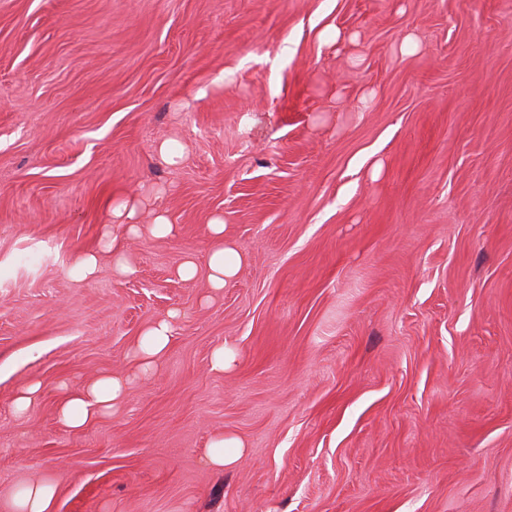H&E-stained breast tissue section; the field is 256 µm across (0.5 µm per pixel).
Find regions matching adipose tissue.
<instances>
[{
    "mask_svg": "<svg viewBox=\"0 0 512 512\" xmlns=\"http://www.w3.org/2000/svg\"><path fill=\"white\" fill-rule=\"evenodd\" d=\"M143 207L142 197H128L113 207V224L122 225L127 235L135 237L147 234L163 239L173 235L174 226L164 214H156L152 223H141L140 215ZM209 236L208 281L211 289L218 292L223 289L226 281L237 273L242 263V256L238 250L225 243L222 221L216 220L210 224ZM103 251L111 253L112 271L115 275L124 276L130 273L129 262L116 238L113 237L111 227H107L102 233L101 251H88L77 255L75 266L81 278L89 279L98 274L99 254ZM178 317V311H170L165 318L151 323L143 331L133 350L139 375H148L156 368L170 345L173 324ZM127 386L126 379L110 375L100 377L62 402L58 409L59 417L69 428H84L100 415L117 411L125 400ZM57 491L58 484L54 478L46 477L30 482L12 499L11 512H49Z\"/></svg>",
    "mask_w": 512,
    "mask_h": 512,
    "instance_id": "adipose-tissue-1",
    "label": "adipose tissue"
}]
</instances>
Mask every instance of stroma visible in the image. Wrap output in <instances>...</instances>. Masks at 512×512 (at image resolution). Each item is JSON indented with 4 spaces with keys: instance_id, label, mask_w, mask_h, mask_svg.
Here are the masks:
<instances>
[{
    "instance_id": "1",
    "label": "stroma",
    "mask_w": 512,
    "mask_h": 512,
    "mask_svg": "<svg viewBox=\"0 0 512 512\" xmlns=\"http://www.w3.org/2000/svg\"><path fill=\"white\" fill-rule=\"evenodd\" d=\"M143 192L173 237L111 225ZM107 226L132 274L76 280ZM47 475L49 512H512V0H0V512ZM210 258L208 281L210 288L219 292L232 278L242 263V255L234 247L224 243V224L215 220L209 224ZM178 317L179 312L172 310L165 318L151 323L143 331L133 350V358L139 375L146 376L156 368L160 358L170 345L173 337V324ZM128 380L102 376L70 395L59 406L62 422L71 429H82L100 415L117 411L126 396ZM42 384L39 381H30L22 387L14 399V412L17 416H23L27 413L33 402L40 396ZM242 448L238 439L224 438L223 435L211 443L207 460L212 467L224 469L225 465L234 463L240 457Z\"/></svg>"
}]
</instances>
